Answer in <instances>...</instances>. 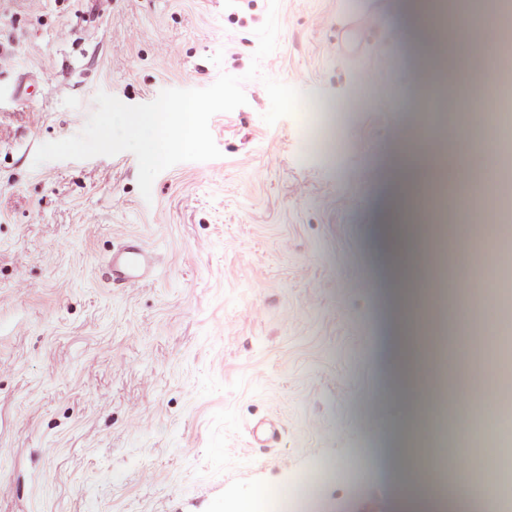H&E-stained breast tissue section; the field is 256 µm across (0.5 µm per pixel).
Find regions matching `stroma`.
<instances>
[{
    "label": "stroma",
    "instance_id": "obj_1",
    "mask_svg": "<svg viewBox=\"0 0 512 512\" xmlns=\"http://www.w3.org/2000/svg\"><path fill=\"white\" fill-rule=\"evenodd\" d=\"M381 6L386 28L346 48L336 0H280L262 70L305 100L270 126L246 82L210 120L221 158L147 200L133 153L35 152L98 92L245 74L268 0H0L19 59L0 69V512H235L309 486L324 512H418L392 473L417 406L391 385L384 229L391 158L429 112L405 0ZM129 238L156 257L132 290L105 275ZM265 419L278 435L254 443Z\"/></svg>",
    "mask_w": 512,
    "mask_h": 512
}]
</instances>
